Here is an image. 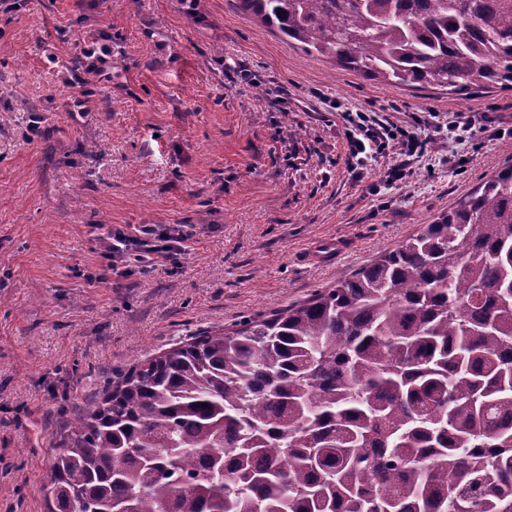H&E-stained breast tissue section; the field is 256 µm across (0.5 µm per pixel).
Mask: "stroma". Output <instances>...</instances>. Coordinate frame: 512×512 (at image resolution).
<instances>
[{
  "label": "stroma",
  "mask_w": 512,
  "mask_h": 512,
  "mask_svg": "<svg viewBox=\"0 0 512 512\" xmlns=\"http://www.w3.org/2000/svg\"><path fill=\"white\" fill-rule=\"evenodd\" d=\"M0 12V512H47L68 425L118 374L207 330L298 304L399 247L512 159V90L367 79L238 0H12ZM112 36L84 112L59 71ZM285 103H276L279 93ZM491 117L414 174L352 169L336 105ZM295 136L284 138L282 115ZM41 117L44 138L24 129ZM463 163H456V156ZM187 224L180 267L104 274L97 238ZM334 239V262L311 260Z\"/></svg>",
  "instance_id": "obj_1"
}]
</instances>
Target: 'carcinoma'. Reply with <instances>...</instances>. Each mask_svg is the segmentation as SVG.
<instances>
[{"instance_id":"carcinoma-1","label":"carcinoma","mask_w":512,"mask_h":512,"mask_svg":"<svg viewBox=\"0 0 512 512\" xmlns=\"http://www.w3.org/2000/svg\"><path fill=\"white\" fill-rule=\"evenodd\" d=\"M383 83L512 90V0H240ZM50 512H512V164L397 249L121 374Z\"/></svg>"}]
</instances>
